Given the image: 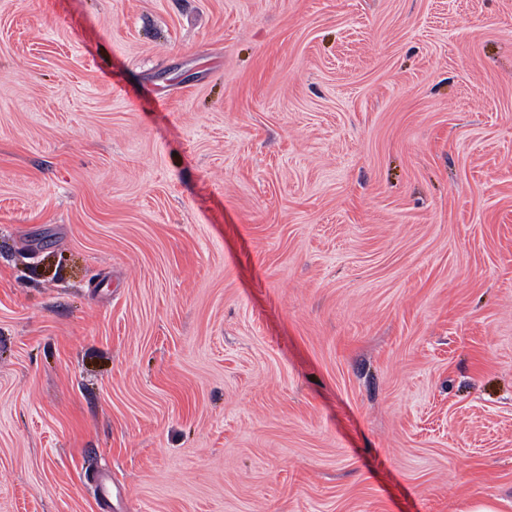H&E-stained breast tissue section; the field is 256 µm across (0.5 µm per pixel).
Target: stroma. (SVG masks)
<instances>
[{"label": "stroma", "mask_w": 512, "mask_h": 512, "mask_svg": "<svg viewBox=\"0 0 512 512\" xmlns=\"http://www.w3.org/2000/svg\"><path fill=\"white\" fill-rule=\"evenodd\" d=\"M512 512V0H0V512Z\"/></svg>", "instance_id": "1"}]
</instances>
